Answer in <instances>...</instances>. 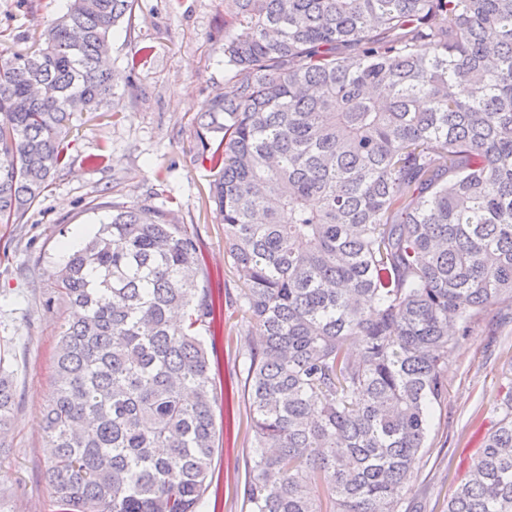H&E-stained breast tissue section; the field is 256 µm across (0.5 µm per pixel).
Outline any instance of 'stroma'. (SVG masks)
Masks as SVG:
<instances>
[{
    "label": "stroma",
    "mask_w": 512,
    "mask_h": 512,
    "mask_svg": "<svg viewBox=\"0 0 512 512\" xmlns=\"http://www.w3.org/2000/svg\"><path fill=\"white\" fill-rule=\"evenodd\" d=\"M68 0H0V52H21ZM226 0H135L130 20L112 29L110 64L120 80L114 112L72 120L69 166L17 224H0V347L10 353L16 407L0 431V512H58L44 478L43 407L54 385V358L70 308H45L48 275L64 262L65 242L94 232L109 204L144 202L194 228L205 282L217 311L238 293L224 227L207 199L213 172L197 153V117L224 80ZM245 321H217L208 337L220 391L219 446L199 512H241L245 463L253 453L247 394ZM512 369V323L486 316L448 355L445 400L436 406L429 453L406 498L420 512H446L448 498L484 446L492 405Z\"/></svg>",
    "instance_id": "1"
}]
</instances>
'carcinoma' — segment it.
Segmentation results:
<instances>
[{"mask_svg":"<svg viewBox=\"0 0 512 512\" xmlns=\"http://www.w3.org/2000/svg\"><path fill=\"white\" fill-rule=\"evenodd\" d=\"M231 91L198 117L209 198L255 328L245 512H417L404 498L455 336L512 310V0H232ZM133 0H70L0 53V224L112 111ZM194 232L112 215L49 274L73 309L44 411L60 512H197L217 443ZM0 350V430L16 405ZM447 512H512V374Z\"/></svg>","mask_w":512,"mask_h":512,"instance_id":"obj_1","label":"carcinoma"}]
</instances>
